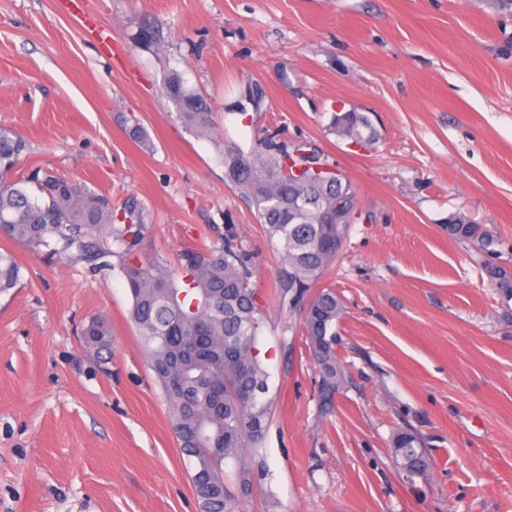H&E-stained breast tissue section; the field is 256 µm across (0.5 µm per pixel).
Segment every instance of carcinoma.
I'll return each instance as SVG.
<instances>
[{
    "mask_svg": "<svg viewBox=\"0 0 512 512\" xmlns=\"http://www.w3.org/2000/svg\"><path fill=\"white\" fill-rule=\"evenodd\" d=\"M163 95L187 126L209 131L211 108L170 71ZM331 130L356 144L375 140L367 115L341 112ZM27 150L14 130L0 126V236L34 253L75 259L92 268L107 258H124L144 237L135 205L118 211L104 196L64 176L35 171L21 181L4 180ZM328 158L304 141L270 134L246 152L224 149V179L246 198L265 225L284 266L277 299L301 312V327L320 374L318 398L331 407L344 386L336 355V323L344 304L321 286L343 251L357 209V193L343 174H316L312 165ZM448 238L484 250L493 236L483 225L455 217ZM23 266L0 248V294L18 286ZM132 304L129 317L146 351L150 369L168 408L171 428L190 475L199 512H244L257 488L255 458L264 442L272 401L259 349L265 313L252 270L237 244L189 246L171 269L159 258L122 265ZM491 283L512 298V272L486 269ZM87 342L109 345L105 321L84 330ZM396 464L407 482L427 479L429 463L419 438L400 430L392 439ZM233 471H224L227 461Z\"/></svg>",
    "mask_w": 512,
    "mask_h": 512,
    "instance_id": "carcinoma-1",
    "label": "carcinoma"
}]
</instances>
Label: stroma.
<instances>
[{
	"instance_id": "1",
	"label": "stroma",
	"mask_w": 512,
	"mask_h": 512,
	"mask_svg": "<svg viewBox=\"0 0 512 512\" xmlns=\"http://www.w3.org/2000/svg\"><path fill=\"white\" fill-rule=\"evenodd\" d=\"M171 70L212 134L177 120ZM250 81L262 98L241 115ZM348 111L374 142L332 133ZM0 126L28 144L14 179L39 167L135 200L142 253L173 266L231 234L250 256L274 406L247 512H512V300L485 273L512 270V0H0ZM266 131L322 149L357 192L323 279L345 305L327 414L300 316L275 298L280 255L224 180L225 147ZM455 215L491 228V251L450 240ZM0 246L24 267L0 296V512H198L120 267ZM95 318L102 353L82 335ZM401 429L432 466L413 485ZM396 464L406 482L427 480L429 463L419 438L413 433L400 430L392 439Z\"/></svg>"
}]
</instances>
